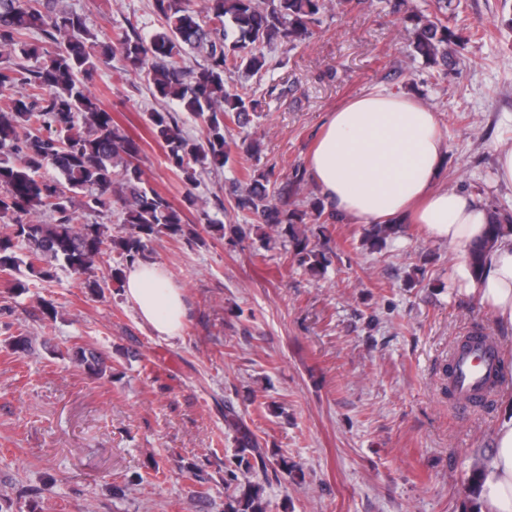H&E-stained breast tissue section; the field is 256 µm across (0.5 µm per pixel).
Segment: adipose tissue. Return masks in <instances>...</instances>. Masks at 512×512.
Returning <instances> with one entry per match:
<instances>
[{
    "mask_svg": "<svg viewBox=\"0 0 512 512\" xmlns=\"http://www.w3.org/2000/svg\"><path fill=\"white\" fill-rule=\"evenodd\" d=\"M447 151L436 112L405 94L369 92L330 113L307 168L341 221L419 224L463 260L489 211L481 198L441 185ZM467 287L497 325L512 328V232L498 240ZM123 294L158 336H179L186 306L162 264L134 263ZM495 444L480 476V510L512 512V402L502 408Z\"/></svg>",
    "mask_w": 512,
    "mask_h": 512,
    "instance_id": "ef3b65f1",
    "label": "adipose tissue"
}]
</instances>
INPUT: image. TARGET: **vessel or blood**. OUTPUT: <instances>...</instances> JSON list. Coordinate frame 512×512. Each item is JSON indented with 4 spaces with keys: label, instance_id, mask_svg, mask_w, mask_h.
Returning a JSON list of instances; mask_svg holds the SVG:
<instances>
[{
    "label": "vessel or blood",
    "instance_id": "obj_1",
    "mask_svg": "<svg viewBox=\"0 0 512 512\" xmlns=\"http://www.w3.org/2000/svg\"><path fill=\"white\" fill-rule=\"evenodd\" d=\"M453 371L448 387L457 406L468 409L474 397L495 387L499 372V354L495 344L486 342L467 349H453L450 358Z\"/></svg>",
    "mask_w": 512,
    "mask_h": 512
}]
</instances>
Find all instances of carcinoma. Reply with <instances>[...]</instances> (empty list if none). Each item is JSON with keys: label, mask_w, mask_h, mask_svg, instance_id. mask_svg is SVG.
Returning a JSON list of instances; mask_svg holds the SVG:
<instances>
[{"label": "carcinoma", "mask_w": 512, "mask_h": 512, "mask_svg": "<svg viewBox=\"0 0 512 512\" xmlns=\"http://www.w3.org/2000/svg\"><path fill=\"white\" fill-rule=\"evenodd\" d=\"M58 0H0V220L13 224L0 235V271L19 267L18 244L26 250L29 274L53 278L57 264L84 275L85 288L102 291L120 281L129 265L146 259L149 244L160 233L172 238L196 234L185 211L196 209L207 223L214 220L192 192L176 206L147 186L137 163L139 143L114 125L87 86L100 61L120 52L126 67L146 71L154 96L165 106L149 112L155 138L166 148L170 166L196 181L197 169L222 168L230 155L231 126L250 123L260 102L255 92L233 85L266 64V50L278 42L296 47L309 39L334 4L356 7L363 0H152L162 29L146 33L130 22L115 44L98 40L82 14L57 7ZM394 9L413 31L412 56L441 77L459 64L448 46L457 38L448 26L452 0H430L429 12ZM37 33L41 41L29 36ZM202 122L201 139L187 136L177 112ZM307 180L297 167L279 187L269 189L267 176L244 168L232 187L234 208L251 214L271 231L283 234L299 267L319 273L326 256L321 238L337 223L322 198L295 200ZM118 195L124 225L116 234L105 224H78L77 210L99 216L112 210ZM490 221L483 239L468 253V270L481 273L486 254L512 230V214L489 205ZM396 224H373L363 242L382 249L399 232ZM119 256L101 276L93 274L107 253ZM75 360L91 377L112 371L107 358L77 347ZM227 512H267L262 487L251 484L232 500Z\"/></svg>", "instance_id": "1"}]
</instances>
